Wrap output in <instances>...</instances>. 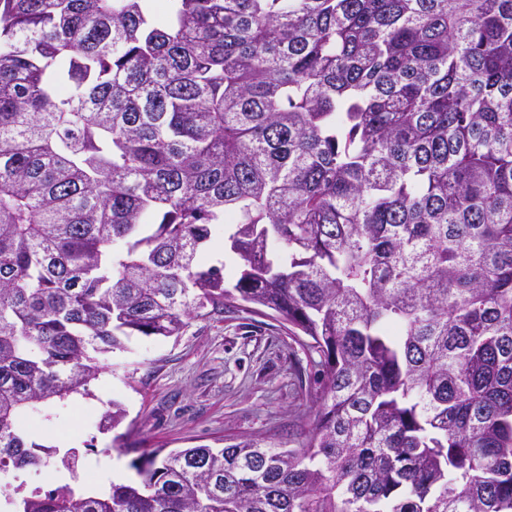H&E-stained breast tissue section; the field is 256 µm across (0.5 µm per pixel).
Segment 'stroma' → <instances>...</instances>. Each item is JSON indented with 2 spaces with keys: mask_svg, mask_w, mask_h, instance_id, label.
Here are the masks:
<instances>
[{
  "mask_svg": "<svg viewBox=\"0 0 512 512\" xmlns=\"http://www.w3.org/2000/svg\"><path fill=\"white\" fill-rule=\"evenodd\" d=\"M86 396L59 402L51 419L32 418L39 443L78 449L76 473L56 468L51 479L31 472L34 486L75 480L103 487L108 462L134 478L132 459L155 448L206 444L221 448L251 437L299 447L311 429L314 371L288 323L234 307L223 317L191 321L170 338L134 336L115 351ZM127 411L115 429L100 428L112 403Z\"/></svg>",
  "mask_w": 512,
  "mask_h": 512,
  "instance_id": "obj_1",
  "label": "stroma"
}]
</instances>
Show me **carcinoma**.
<instances>
[{
	"instance_id": "1",
	"label": "carcinoma",
	"mask_w": 512,
	"mask_h": 512,
	"mask_svg": "<svg viewBox=\"0 0 512 512\" xmlns=\"http://www.w3.org/2000/svg\"><path fill=\"white\" fill-rule=\"evenodd\" d=\"M228 302L318 356L301 447L28 486L30 414ZM6 462L0 512H512V0H0ZM224 228L227 231L228 226L224 224L216 227L215 237L212 238V251L209 255V258L214 262H223L224 267V275L226 279L233 274L235 268L238 264V259L230 254H224Z\"/></svg>"
}]
</instances>
